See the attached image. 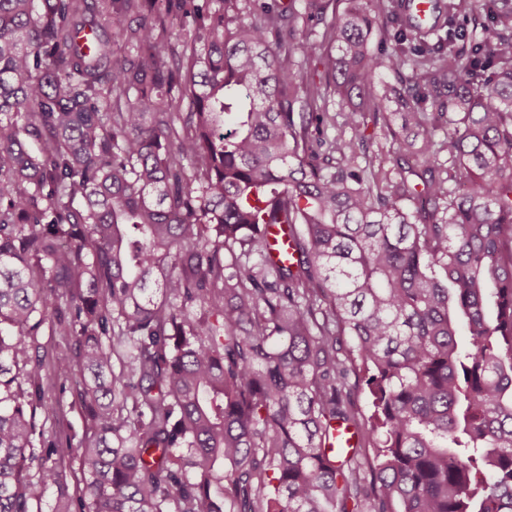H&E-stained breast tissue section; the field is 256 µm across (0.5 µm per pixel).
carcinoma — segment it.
I'll return each mask as SVG.
<instances>
[{
  "label": "carcinoma",
  "instance_id": "carcinoma-1",
  "mask_svg": "<svg viewBox=\"0 0 512 512\" xmlns=\"http://www.w3.org/2000/svg\"><path fill=\"white\" fill-rule=\"evenodd\" d=\"M332 3L203 0L177 50L188 0H0V512H512V0H350L309 76L283 31ZM46 323L86 499L37 428ZM35 348L31 351L33 357L43 359L46 368L44 379L49 389V394L60 400L58 407L46 423V436L54 439L55 430L75 433L73 441L76 443L85 433L88 424L81 412L77 391L82 388L81 372L76 365V345L71 336H56L45 325L36 337ZM65 360L71 363V369L66 375L54 371V365ZM76 402V403H75Z\"/></svg>",
  "mask_w": 512,
  "mask_h": 512
}]
</instances>
